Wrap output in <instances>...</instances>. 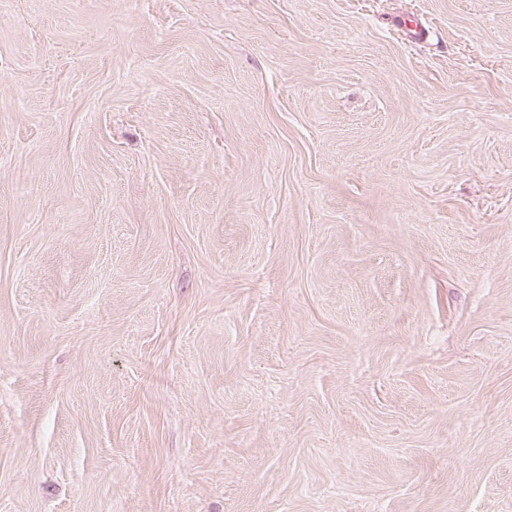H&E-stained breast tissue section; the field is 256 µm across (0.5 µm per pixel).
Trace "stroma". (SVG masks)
Wrapping results in <instances>:
<instances>
[{"label":"stroma","mask_w":512,"mask_h":512,"mask_svg":"<svg viewBox=\"0 0 512 512\" xmlns=\"http://www.w3.org/2000/svg\"><path fill=\"white\" fill-rule=\"evenodd\" d=\"M0 512H512V0H0Z\"/></svg>","instance_id":"obj_1"}]
</instances>
